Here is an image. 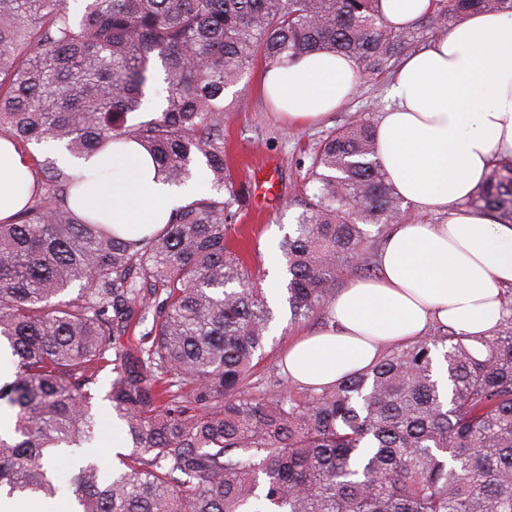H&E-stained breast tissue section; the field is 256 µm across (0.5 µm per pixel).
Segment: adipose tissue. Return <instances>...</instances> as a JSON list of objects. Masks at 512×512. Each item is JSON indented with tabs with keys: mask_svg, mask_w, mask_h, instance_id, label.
I'll use <instances>...</instances> for the list:
<instances>
[{
	"mask_svg": "<svg viewBox=\"0 0 512 512\" xmlns=\"http://www.w3.org/2000/svg\"><path fill=\"white\" fill-rule=\"evenodd\" d=\"M358 84L346 57L314 52L266 70L262 86L291 121L320 120L345 104ZM376 123L381 165L419 217L392 226L373 277L352 278L336 294L328 329L288 345L293 382L326 386L372 365L390 347L440 324L487 336L504 315L512 287V224L464 200L493 162L512 157V13H474L405 57ZM111 185L86 199L105 210L125 237L164 226L195 195L154 182L150 157L133 142L117 145ZM32 176L12 143L0 138V221L25 203ZM440 213V223L423 221Z\"/></svg>",
	"mask_w": 512,
	"mask_h": 512,
	"instance_id": "ef3b65f1",
	"label": "adipose tissue"
}]
</instances>
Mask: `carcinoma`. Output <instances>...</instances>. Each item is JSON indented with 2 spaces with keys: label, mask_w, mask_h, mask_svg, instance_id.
<instances>
[{
  "label": "carcinoma",
  "mask_w": 512,
  "mask_h": 512,
  "mask_svg": "<svg viewBox=\"0 0 512 512\" xmlns=\"http://www.w3.org/2000/svg\"><path fill=\"white\" fill-rule=\"evenodd\" d=\"M0 0V137L27 163L25 206L0 222V345L14 379L0 403V492L53 496L75 458L77 512H512V300L502 329L434 335L386 351L339 383L296 396L258 371L273 311L230 246L245 200L227 163L224 92L255 61L311 52L353 59L367 82L416 47L379 0ZM511 12L512 0H434L431 23ZM157 112L136 119L155 71ZM136 140L157 176L201 171L161 229L130 240L72 200L104 182L72 158ZM312 185L279 243L290 322L326 325L336 280L366 270L404 216L361 113L303 150ZM361 206L358 212L350 202ZM466 206L512 223V159ZM129 452L109 471L89 452L99 374Z\"/></svg>",
  "instance_id": "cac0c4a2"
}]
</instances>
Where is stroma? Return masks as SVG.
Here are the masks:
<instances>
[{"instance_id": "stroma-1", "label": "stroma", "mask_w": 512, "mask_h": 512, "mask_svg": "<svg viewBox=\"0 0 512 512\" xmlns=\"http://www.w3.org/2000/svg\"><path fill=\"white\" fill-rule=\"evenodd\" d=\"M264 64H255L244 80L224 93L228 115L224 121V137L231 155L235 181L250 185L258 165L274 166L273 186L266 205L246 204L237 224L249 239L246 260L249 268L261 277V286L274 310L272 334L290 341L299 334V327L289 323L286 291L271 278L278 245L295 222L301 208L298 192L302 173L297 165L300 151L315 146L330 130L346 125L349 116L363 112L378 118L391 100L390 80L371 81L358 85L348 103L335 112L329 121L319 124L285 121L272 103L260 92Z\"/></svg>"}]
</instances>
